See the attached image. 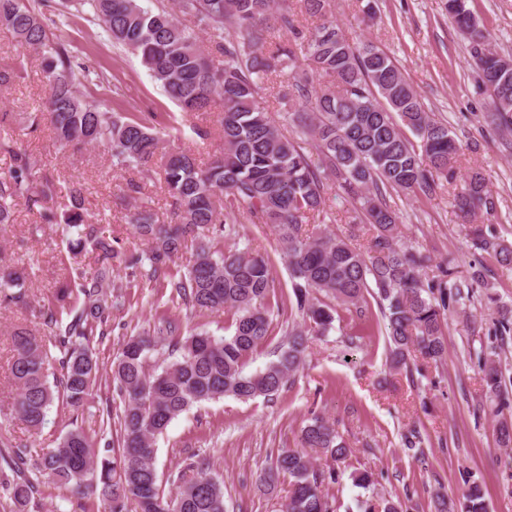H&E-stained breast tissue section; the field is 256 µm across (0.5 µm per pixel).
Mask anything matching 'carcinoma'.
Returning <instances> with one entry per match:
<instances>
[{
	"label": "carcinoma",
	"instance_id": "obj_1",
	"mask_svg": "<svg viewBox=\"0 0 512 512\" xmlns=\"http://www.w3.org/2000/svg\"><path fill=\"white\" fill-rule=\"evenodd\" d=\"M301 2L316 25L305 34L293 14L280 9L279 28L294 35L283 44L267 27L275 0H174V7L154 10L142 0H80L107 41L139 57L182 111L223 107L217 123L224 150L208 164H197L187 150L162 153L172 217L158 224L151 208L134 206L129 223L147 246L140 255L119 256L100 222L88 221L81 183L58 188L39 177L37 160L16 141L0 139V153L11 159L8 173L0 175V224L13 223L14 207L24 200L41 207L43 223L71 232L68 276L39 309L49 333L27 326L10 333L15 415L38 431L59 400L73 418L72 428L51 448L0 439L1 447L11 449L4 458L13 473L6 494L18 512L41 486L51 484L76 499H98L101 512H127L131 502L136 512H227L224 482L205 465L180 476L176 493L165 491L156 468L157 437L202 402L277 395L303 364L309 337L333 329L339 307L363 315L369 296L378 300L386 320L390 368L445 360L447 315L464 298V289L484 283L483 271H472L467 280L446 262L424 277V258L399 244L398 215L387 195L435 192L439 179L454 175L458 141L447 124L426 112L388 53L372 42H349L336 24L332 0ZM467 2L448 0V15L467 36L470 65L489 92L487 118L511 130L512 58L491 47L490 34ZM180 14L191 24L182 23ZM0 26L41 59L48 93L38 113L59 148L102 145L112 167L147 170L159 154L158 132L141 120L114 115L80 91L101 75L79 62L68 43L48 37L32 0H0ZM282 75L288 76L293 102L285 125L269 116L260 96L264 82ZM298 134L311 138L318 160ZM333 188L360 206L367 245L351 236L306 232L304 224L327 215ZM454 200L466 218L497 210L479 170L471 171ZM241 208L253 223L274 231L301 317L288 327L277 359L255 372L246 371L248 360L267 341L273 323L272 266L267 256L248 248L224 252L213 245L222 235H237L233 214ZM470 235L476 248L512 264V249L493 231L475 225ZM88 251L95 254L91 273L79 261ZM186 252L185 270L168 273L174 258ZM115 260L134 277L163 280L188 307L232 312V331L215 336L200 330L182 338L179 323L163 319L156 335L129 337L112 364L111 405L99 427L88 431L78 420L101 391L92 344L120 305L112 302L110 290ZM26 285L25 271L0 259V293L23 304ZM161 349L167 357L151 364ZM494 355L482 352L477 362L499 415L512 400ZM349 453L333 424L311 419L301 430L300 447L280 451L269 469L271 478L290 479L286 512H334L322 487L336 481V469L316 461H343ZM459 512H489L480 486L469 488Z\"/></svg>",
	"mask_w": 512,
	"mask_h": 512
}]
</instances>
